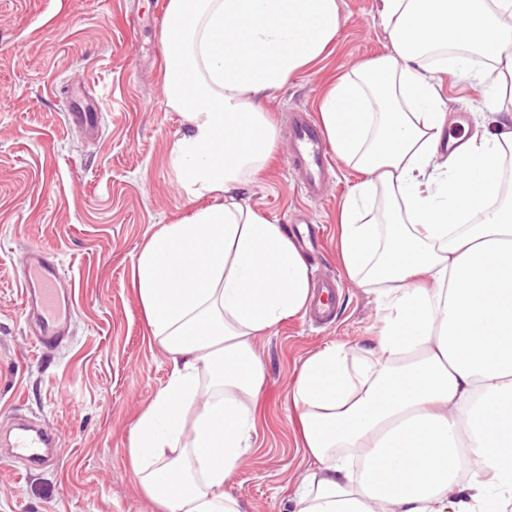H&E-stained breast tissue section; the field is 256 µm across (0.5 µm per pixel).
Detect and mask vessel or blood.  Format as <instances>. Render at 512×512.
Wrapping results in <instances>:
<instances>
[{
	"label": "vessel or blood",
	"mask_w": 512,
	"mask_h": 512,
	"mask_svg": "<svg viewBox=\"0 0 512 512\" xmlns=\"http://www.w3.org/2000/svg\"><path fill=\"white\" fill-rule=\"evenodd\" d=\"M69 124L89 134L98 131V112L83 102L71 101L66 112ZM289 158L295 169L302 171L301 185L308 196L321 193L322 184L333 161L325 138L308 113L296 112L291 118ZM59 269L43 248L29 247L23 254L22 293L28 318L36 326L40 346L51 348L62 342L73 313V298L57 287ZM336 309V283L323 281L310 307L311 317L327 322ZM56 440L53 434L29 425H18L11 443V455L22 466L40 467L54 458Z\"/></svg>",
	"instance_id": "vessel-or-blood-1"
}]
</instances>
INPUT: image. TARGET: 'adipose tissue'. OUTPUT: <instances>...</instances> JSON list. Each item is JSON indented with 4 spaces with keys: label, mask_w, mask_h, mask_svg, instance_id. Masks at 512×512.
<instances>
[{
    "label": "adipose tissue",
    "mask_w": 512,
    "mask_h": 512,
    "mask_svg": "<svg viewBox=\"0 0 512 512\" xmlns=\"http://www.w3.org/2000/svg\"><path fill=\"white\" fill-rule=\"evenodd\" d=\"M388 54L320 106L338 157L366 175L337 248L376 297L373 348L332 343L290 396L310 467L296 512H504L512 504V113L449 152L436 73L512 96V0H379ZM338 0H168L171 149L205 207L163 225L133 284L172 372L130 430L158 512H242L225 485L253 448L266 381L257 337L305 310L311 272L279 225L242 205L278 141L261 101L320 59ZM383 205H376V196Z\"/></svg>",
    "instance_id": "adipose-tissue-1"
}]
</instances>
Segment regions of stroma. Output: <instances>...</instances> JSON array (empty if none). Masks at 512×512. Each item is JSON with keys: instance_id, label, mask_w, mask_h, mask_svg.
I'll return each mask as SVG.
<instances>
[{"instance_id": "35a3bbf8", "label": "stroma", "mask_w": 512, "mask_h": 512, "mask_svg": "<svg viewBox=\"0 0 512 512\" xmlns=\"http://www.w3.org/2000/svg\"><path fill=\"white\" fill-rule=\"evenodd\" d=\"M166 2L0 0V431L18 417L59 438L52 466L23 473L0 446V512H153L126 450L171 364L151 339L133 261L162 225L199 206L170 162L185 128L164 95ZM340 15L330 53L263 100L277 148L237 191L272 223L295 214L319 225L324 250L311 276L342 284L332 324L301 314L256 342L266 382L254 447L224 487L244 512H294L308 462L289 393L304 359L336 341L368 346L376 331L374 297L336 249L340 205L362 174L335 160L321 196L306 197L288 163L289 113L318 116L339 76L389 50L377 0H340ZM75 87L110 104L97 136L65 120L60 91ZM441 94L447 134L494 128L501 105L484 85L446 74ZM30 244L49 252L75 297L68 338L48 349L22 313L20 259Z\"/></svg>"}]
</instances>
